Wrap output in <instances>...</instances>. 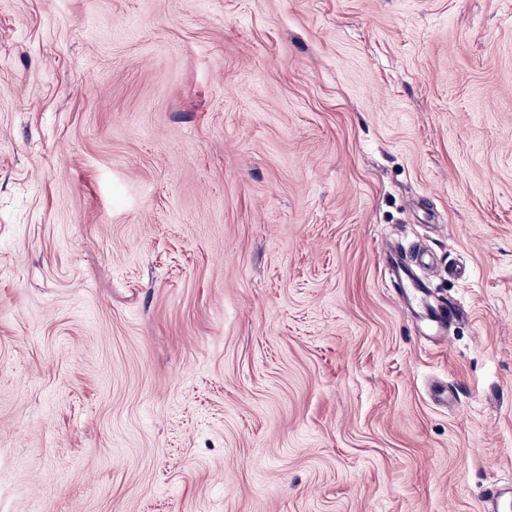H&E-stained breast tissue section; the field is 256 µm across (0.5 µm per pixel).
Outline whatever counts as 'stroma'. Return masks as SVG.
Instances as JSON below:
<instances>
[{"label":"stroma","instance_id":"obj_1","mask_svg":"<svg viewBox=\"0 0 512 512\" xmlns=\"http://www.w3.org/2000/svg\"><path fill=\"white\" fill-rule=\"evenodd\" d=\"M508 478L512 0H0V512H482ZM385 255L384 272L394 281L400 282L398 290L400 304L404 307L416 306L420 314L421 329L431 338L447 333L448 325L462 318L459 308L448 303L433 304L429 301V289L424 281L417 278L401 255L393 250V244L383 246Z\"/></svg>","mask_w":512,"mask_h":512}]
</instances>
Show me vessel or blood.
<instances>
[{"instance_id":"1","label":"vessel or blood","mask_w":512,"mask_h":512,"mask_svg":"<svg viewBox=\"0 0 512 512\" xmlns=\"http://www.w3.org/2000/svg\"><path fill=\"white\" fill-rule=\"evenodd\" d=\"M383 253L385 272L400 284L398 297L401 305L418 308L425 335L433 338L445 335L449 324L461 318L460 309L453 305L431 303L426 283L413 274L392 245H385ZM483 512H512V488L505 486L493 490L483 502Z\"/></svg>"}]
</instances>
